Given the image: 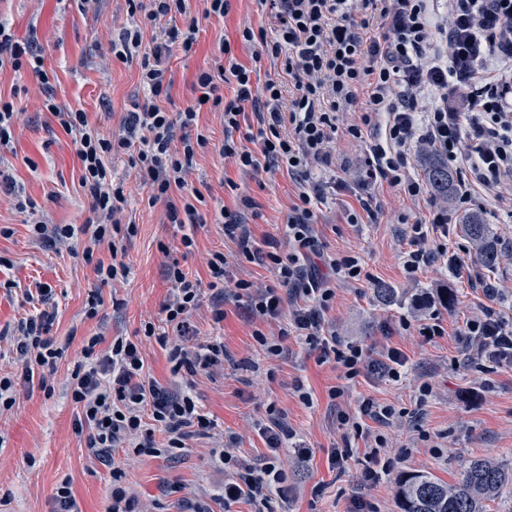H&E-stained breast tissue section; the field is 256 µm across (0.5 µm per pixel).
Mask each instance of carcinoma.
Masks as SVG:
<instances>
[{"label":"carcinoma","instance_id":"cac0c4a2","mask_svg":"<svg viewBox=\"0 0 512 512\" xmlns=\"http://www.w3.org/2000/svg\"><path fill=\"white\" fill-rule=\"evenodd\" d=\"M421 167L436 195L447 198L452 185L448 164L435 153L426 152ZM461 231L478 259L486 266L494 265L499 241L492 227L471 217L461 224ZM511 484L512 469L493 458L478 456L467 460L451 483L423 473L401 477L397 497L400 512H487L488 502Z\"/></svg>","mask_w":512,"mask_h":512}]
</instances>
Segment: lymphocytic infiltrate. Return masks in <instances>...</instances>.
<instances>
[{
	"instance_id": "f902f5d3",
	"label": "lymphocytic infiltrate",
	"mask_w": 512,
	"mask_h": 512,
	"mask_svg": "<svg viewBox=\"0 0 512 512\" xmlns=\"http://www.w3.org/2000/svg\"><path fill=\"white\" fill-rule=\"evenodd\" d=\"M202 2L196 14L191 0H127L136 22L112 33L109 46L121 61L138 60L145 99L126 113L116 134L91 125L83 110L58 106L36 34L16 38L8 20L0 18V72H33L42 107L74 137L80 183L90 202L85 223L35 218L32 236L51 245H82L84 260L102 284L127 278L130 269L119 252L137 226L125 218L124 183L110 165L124 155L147 187L149 205L163 204L168 223L183 227L184 255L194 254L195 229L206 221L201 210L206 197L189 177L209 144L199 116L220 113L224 157L245 172L285 168L297 192L284 224L293 244L286 253L256 244L242 216L256 210L251 198H240L234 211L221 207L225 239L237 246L238 256L270 271L274 282L261 288L248 280L229 282L228 259L215 252L206 259L212 286L232 284L234 300L258 322L252 337L268 357L279 356L282 338L293 335L304 338L318 364H336L344 379L369 374L399 380L405 356L398 348L372 352L330 332L324 319L336 297L330 281L370 278L354 253L332 259L321 274L312 265L318 253L316 212L337 186L334 145L340 138L364 143L368 177L413 200L429 194L426 181L415 173L420 150L432 149L444 159L457 175L453 204L431 205L422 219L411 222L403 268L412 279L439 260L458 271L460 257L448 250L455 213L470 209L481 194L512 210V193L505 190L512 184V0H448L442 24L433 22L429 0H269L272 28L239 31L251 52L250 64L239 62L230 41L220 39L209 66L194 75L195 100L171 112L163 106L173 86L171 57L193 52L200 20L223 18L233 9V0ZM162 23L164 37L144 42L143 28ZM266 59L273 61L276 75L255 84L253 76ZM424 94L437 102L421 114L417 104ZM248 110L257 130L244 145L237 135L240 116ZM103 245L110 251L106 260L94 256ZM166 277L172 291L162 307V324L145 322L140 338L118 336L104 350L100 337L86 338L66 384L76 409L73 430L98 460H109L113 449L127 443L138 456H178L187 437H208L215 428L189 391L162 385L144 372L147 341L166 352L175 376L209 372L224 356L223 343H196L184 332L187 317L202 303L200 280L176 260ZM300 297L305 303L293 309L287 329L279 338L269 337L263 323L279 318L285 299ZM54 321L46 309L20 321L12 338L19 370L0 375V412L12 410L21 394L53 396L46 371L63 355L51 335ZM463 333L476 341L468 362H512V324L495 308L481 307ZM158 430L167 436L161 446L154 439ZM259 432L269 453L256 464L232 455L239 443L236 433L225 437L219 460L233 469L224 485L225 501L246 497L267 505L285 480L282 450L290 433L275 405H268Z\"/></svg>"
}]
</instances>
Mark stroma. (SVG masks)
<instances>
[{
	"instance_id": "obj_1",
	"label": "stroma",
	"mask_w": 512,
	"mask_h": 512,
	"mask_svg": "<svg viewBox=\"0 0 512 512\" xmlns=\"http://www.w3.org/2000/svg\"><path fill=\"white\" fill-rule=\"evenodd\" d=\"M0 15L9 19L17 37H26L29 28H36L59 105L83 110L90 123L116 130L133 101L143 99L137 64L109 58L104 39L113 22L127 20L125 0H103L94 15L83 14L79 0H0ZM270 21L261 0H235L226 18L201 21L195 52L176 55L169 62L174 79L169 111L183 109L194 99V74L208 67L220 37L233 39L239 27L265 26ZM35 83L29 71L0 73V94L13 96L23 111L14 140L0 147V169L13 177L21 195L35 202L38 216L46 222L80 224L90 212L79 182L76 146L54 116L25 95V88ZM199 125L209 145L197 161L193 184L213 188L215 198L207 203L208 215L218 214L224 206L234 207L236 196L252 197L260 212L250 222L254 239L276 240L280 251H287L283 224L295 193L287 171H278L271 180L242 172L221 153L224 125L219 114L201 113ZM364 160V147H338L336 162L344 169L347 187L329 194L320 205L315 229L325 255L357 249L373 279L353 288L338 286L336 301L325 318L337 335L398 348L407 362L399 380L358 377L344 398L335 402L328 390L339 383L337 371L317 364L303 340L286 338L283 356L270 360L254 341L244 310L233 302L224 306L223 323L212 321L210 308L217 297L208 287L210 277L202 257L227 251L221 225H198V253L183 257L180 228L163 223L162 206H149L148 190L126 156L114 159V175L125 182L128 210L139 229L123 244L130 274L122 284L100 285L92 265L82 256L34 240L28 213L0 205V225L12 230L11 236L0 237V330L13 331L32 313L24 293L42 285L51 290L48 307L56 315L52 334L65 348L55 368L54 396L48 399L37 392L20 398L12 413L0 417V497L9 498L10 512H54L55 488L66 477L79 512H106L116 465L129 467L139 496L153 502L152 512H189L190 505L199 501L207 503L211 512H256V504L246 498L228 506L216 499L224 470L209 464L205 456L214 440L188 438L186 451L177 457L131 460L126 449L117 448L112 464L104 465L89 455L84 437L73 430L75 409L62 386L76 364L82 338L98 334L108 342L115 336L132 337L143 319H162L161 307L171 288L166 267L176 258L206 285L200 310L188 318L189 333L198 341L224 345L223 362L193 387L199 405L215 420L217 433L240 434L239 457L260 462L267 447L253 425L265 420L266 407L272 404L281 411L293 443L312 452L303 465L290 466L283 491L272 495L267 512H349L355 497L366 501L373 512H399L396 490L402 474L424 473L452 482L474 456H490L512 466V365L503 363L479 372L467 366L463 345L456 338L464 321L486 304L512 323V218L495 217L478 207L473 210L500 239L494 267L484 266L469 253L463 257L460 274L446 272L435 263L417 279H408L403 269L407 242L397 215L418 214L425 206L378 185L374 194L384 207L383 215L372 223H348V211L358 206L352 190L365 175ZM227 178L237 184L236 194L223 191L221 184ZM377 281L404 292L406 304H378L373 295ZM442 283L455 293L453 303L439 310L446 334L426 343L415 332L403 331L400 321L420 318L411 298L433 292ZM487 284L496 288L495 297L485 295ZM93 294L101 297L102 304L97 317L89 319L85 307ZM426 382L433 391L425 396L420 387ZM300 383L312 390V405H304L296 395ZM367 398L405 410L407 416L387 429L371 423L372 432H384L399 456L388 476L364 485L360 482L363 457L350 459L340 473L331 468L329 455L344 445L338 410H354Z\"/></svg>"
}]
</instances>
